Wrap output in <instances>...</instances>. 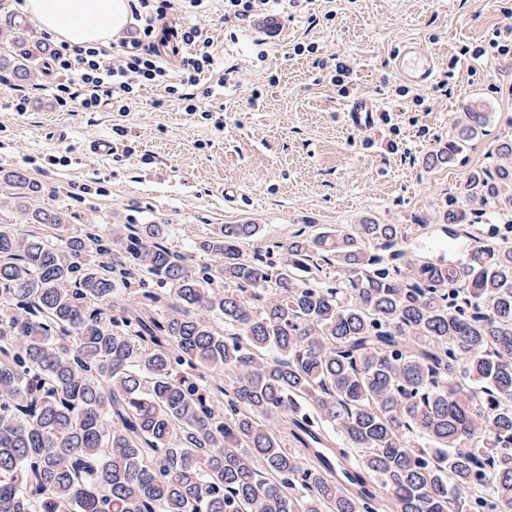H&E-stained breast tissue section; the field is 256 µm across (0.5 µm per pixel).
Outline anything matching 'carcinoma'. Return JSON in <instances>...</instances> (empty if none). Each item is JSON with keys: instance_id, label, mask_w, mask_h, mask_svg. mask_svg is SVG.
Returning <instances> with one entry per match:
<instances>
[{"instance_id": "cac0c4a2", "label": "carcinoma", "mask_w": 512, "mask_h": 512, "mask_svg": "<svg viewBox=\"0 0 512 512\" xmlns=\"http://www.w3.org/2000/svg\"><path fill=\"white\" fill-rule=\"evenodd\" d=\"M9 33L0 70L25 85L48 48ZM487 120L468 106L426 164ZM30 220L55 233L0 225V512H512V137L440 215L450 243L487 228L458 260L365 219L276 262L241 248L259 225L221 224L200 277L168 224L109 249L65 210Z\"/></svg>"}]
</instances>
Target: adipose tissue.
Masks as SVG:
<instances>
[{"label": "adipose tissue", "mask_w": 512, "mask_h": 512, "mask_svg": "<svg viewBox=\"0 0 512 512\" xmlns=\"http://www.w3.org/2000/svg\"><path fill=\"white\" fill-rule=\"evenodd\" d=\"M21 9L42 32L73 46L107 45L130 19L129 0H24Z\"/></svg>", "instance_id": "ef3b65f1"}]
</instances>
